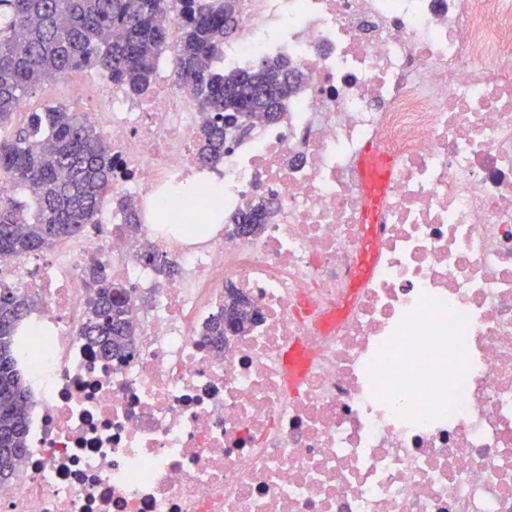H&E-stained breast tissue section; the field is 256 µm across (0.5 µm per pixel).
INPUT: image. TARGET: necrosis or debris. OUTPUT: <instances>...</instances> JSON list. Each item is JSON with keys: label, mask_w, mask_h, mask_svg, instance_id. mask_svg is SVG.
Segmentation results:
<instances>
[{"label": "necrosis or debris", "mask_w": 512, "mask_h": 512, "mask_svg": "<svg viewBox=\"0 0 512 512\" xmlns=\"http://www.w3.org/2000/svg\"><path fill=\"white\" fill-rule=\"evenodd\" d=\"M235 3L217 63L305 75L279 118L205 166L190 86L94 80L111 207L0 255L37 381L0 512H512V0ZM191 183L223 187L224 225L155 236ZM260 200L253 236L232 218ZM91 260L129 291L122 359L84 334ZM231 289L260 318L215 348Z\"/></svg>", "instance_id": "1"}]
</instances>
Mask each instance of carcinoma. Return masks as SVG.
<instances>
[{
  "mask_svg": "<svg viewBox=\"0 0 512 512\" xmlns=\"http://www.w3.org/2000/svg\"><path fill=\"white\" fill-rule=\"evenodd\" d=\"M176 71L190 84L204 116L200 160L209 164L224 155V145L247 130L260 113L278 117L283 102L304 74L284 59L264 58L248 69L229 73L210 69L230 34L235 0H178ZM172 8L168 0H0V129L34 87L47 86L79 69H100L112 84L131 96L144 95L155 79V63L168 47V30L159 16ZM112 184V157L84 115L48 102L30 113L25 127L0 138V254L23 257L47 249L96 223L105 191ZM22 188L17 202L5 193ZM265 203L237 215L236 223L261 230ZM95 299L85 334L106 356L130 352L135 328L130 320L127 288L107 279L94 262L84 269ZM30 305L27 296L0 291V481L9 480L25 455L30 403L25 378L16 370L12 340ZM250 302L231 290L224 312L207 335L224 339L225 323L246 331L253 319Z\"/></svg>",
  "mask_w": 512,
  "mask_h": 512,
  "instance_id": "cac0c4a2",
  "label": "carcinoma"
}]
</instances>
